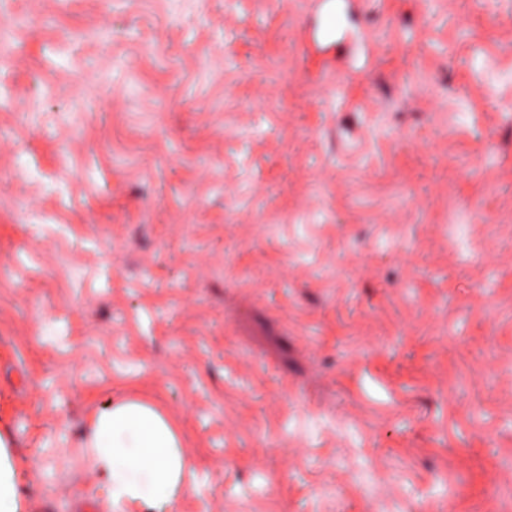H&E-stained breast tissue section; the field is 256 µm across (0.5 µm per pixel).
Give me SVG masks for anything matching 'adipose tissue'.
Listing matches in <instances>:
<instances>
[{
    "instance_id": "adipose-tissue-1",
    "label": "adipose tissue",
    "mask_w": 512,
    "mask_h": 512,
    "mask_svg": "<svg viewBox=\"0 0 512 512\" xmlns=\"http://www.w3.org/2000/svg\"><path fill=\"white\" fill-rule=\"evenodd\" d=\"M88 448L99 475L94 496L114 512H172L188 486L191 462L169 415L139 396L104 405L88 417Z\"/></svg>"
}]
</instances>
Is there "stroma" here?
<instances>
[{
  "label": "stroma",
  "instance_id": "35a3bbf8",
  "mask_svg": "<svg viewBox=\"0 0 512 512\" xmlns=\"http://www.w3.org/2000/svg\"><path fill=\"white\" fill-rule=\"evenodd\" d=\"M0 0V432L91 512L147 394L173 512H512V0ZM87 447L99 483L92 496L116 511L172 512L189 485L191 462L169 415L139 396L104 405L88 417Z\"/></svg>",
  "mask_w": 512,
  "mask_h": 512
}]
</instances>
